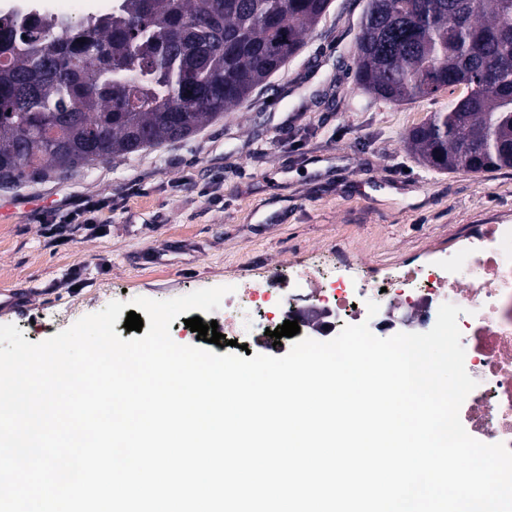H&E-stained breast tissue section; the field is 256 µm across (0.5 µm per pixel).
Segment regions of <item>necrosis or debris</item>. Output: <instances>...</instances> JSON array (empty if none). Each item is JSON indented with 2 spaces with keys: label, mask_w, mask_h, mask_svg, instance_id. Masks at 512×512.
<instances>
[{
  "label": "necrosis or debris",
  "mask_w": 512,
  "mask_h": 512,
  "mask_svg": "<svg viewBox=\"0 0 512 512\" xmlns=\"http://www.w3.org/2000/svg\"><path fill=\"white\" fill-rule=\"evenodd\" d=\"M326 303L337 317L362 315L368 302L393 305L399 286L413 285L429 308L461 307L458 325L465 368L476 387L466 397L467 432L512 449V224H481L433 269L407 268L398 278L365 288L323 281Z\"/></svg>",
  "instance_id": "necrosis-or-debris-1"
}]
</instances>
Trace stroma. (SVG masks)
<instances>
[{"instance_id": "1", "label": "stroma", "mask_w": 512, "mask_h": 512, "mask_svg": "<svg viewBox=\"0 0 512 512\" xmlns=\"http://www.w3.org/2000/svg\"><path fill=\"white\" fill-rule=\"evenodd\" d=\"M364 6L331 0L294 58L190 137L0 188V325L38 343L115 300L332 275L341 243L385 276L446 258L469 225L512 224V169L438 172L404 145L463 87L393 104L355 85ZM84 199L103 232L48 244L41 221Z\"/></svg>"}]
</instances>
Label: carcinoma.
Wrapping results in <instances>:
<instances>
[{
	"label": "carcinoma",
	"instance_id": "cac0c4a2",
	"mask_svg": "<svg viewBox=\"0 0 512 512\" xmlns=\"http://www.w3.org/2000/svg\"><path fill=\"white\" fill-rule=\"evenodd\" d=\"M329 3L112 0L63 25L1 14L0 184L191 135L293 57ZM354 77L395 104L465 86L408 151L448 173L512 168V0H366Z\"/></svg>",
	"mask_w": 512,
	"mask_h": 512
}]
</instances>
